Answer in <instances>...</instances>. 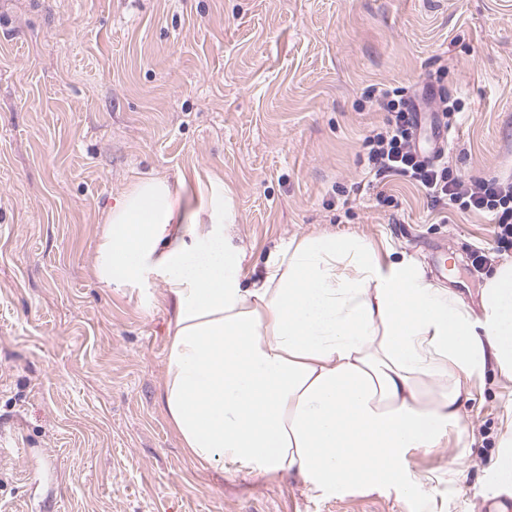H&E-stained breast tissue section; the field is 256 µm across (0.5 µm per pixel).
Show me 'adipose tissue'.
I'll list each match as a JSON object with an SVG mask.
<instances>
[{
    "label": "adipose tissue",
    "mask_w": 512,
    "mask_h": 512,
    "mask_svg": "<svg viewBox=\"0 0 512 512\" xmlns=\"http://www.w3.org/2000/svg\"><path fill=\"white\" fill-rule=\"evenodd\" d=\"M224 220L223 195L139 179L108 208L90 267L102 288L162 283L161 402L188 457L293 473L317 496L424 494L407 458L464 435L463 379L490 363L512 378V261L488 274L476 319L415 259H380L357 235L291 241L244 284Z\"/></svg>",
    "instance_id": "1"
}]
</instances>
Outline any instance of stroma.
Here are the masks:
<instances>
[{
  "label": "stroma",
  "mask_w": 512,
  "mask_h": 512,
  "mask_svg": "<svg viewBox=\"0 0 512 512\" xmlns=\"http://www.w3.org/2000/svg\"><path fill=\"white\" fill-rule=\"evenodd\" d=\"M429 81L464 104L449 168L512 179V0H0V512H480L512 419L497 369L467 383L462 442L410 455L425 496L314 497L191 462L160 400L162 284L90 274L106 207L151 175L231 196L247 279L277 245L354 234L447 259L480 313L488 216L365 173L372 88Z\"/></svg>",
  "instance_id": "35a3bbf8"
}]
</instances>
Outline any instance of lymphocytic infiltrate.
Listing matches in <instances>:
<instances>
[{"label":"lymphocytic infiltrate","instance_id":"f902f5d3","mask_svg":"<svg viewBox=\"0 0 512 512\" xmlns=\"http://www.w3.org/2000/svg\"><path fill=\"white\" fill-rule=\"evenodd\" d=\"M377 100L386 118L365 140L367 172L376 181L396 178L421 189L435 205L490 216L496 255L512 252V181L495 178L466 183L441 157L423 156L415 145L417 106L406 91L383 86Z\"/></svg>","mask_w":512,"mask_h":512}]
</instances>
